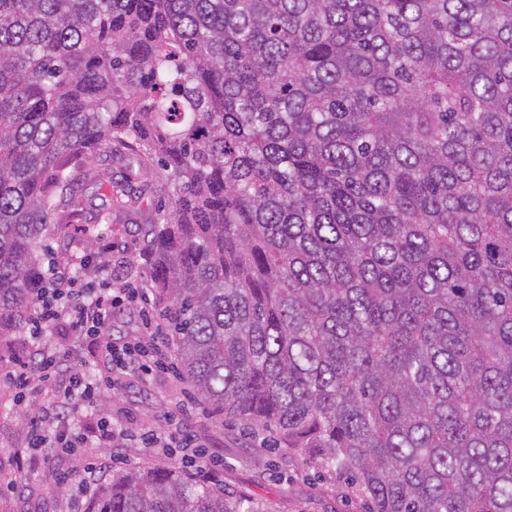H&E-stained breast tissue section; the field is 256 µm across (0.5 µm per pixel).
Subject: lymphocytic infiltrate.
Here are the masks:
<instances>
[{
    "mask_svg": "<svg viewBox=\"0 0 512 512\" xmlns=\"http://www.w3.org/2000/svg\"><path fill=\"white\" fill-rule=\"evenodd\" d=\"M74 267L71 259L49 263L44 273L45 286L30 311L28 332L18 344L8 379L22 399L50 390L57 407L54 419H31L29 444L18 453L20 465L35 469L46 448L59 449L66 455L91 443L105 449V456L89 460L83 478L76 480L65 473L58 481L60 487L93 501L103 490L100 474L112 467L108 449L124 447L132 439L162 456L171 455L179 447L184 451L182 463L190 470L206 457L207 445L189 423L197 410L192 401L181 404L179 416H166L163 427H143L135 433L112 420L101 408L102 394L114 389L118 377L133 374L146 384L158 371L175 369L176 364L172 353L166 350L168 338L161 324L148 309V289L139 285L126 265L114 264L107 257L87 265L81 275L75 274ZM133 303L145 308L143 321L148 334L141 340L116 345L103 331L117 309ZM51 326L66 331L74 344L87 340L95 343L110 363L111 378H93L74 368L66 356L43 346L41 339Z\"/></svg>",
    "mask_w": 512,
    "mask_h": 512,
    "instance_id": "1",
    "label": "lymphocytic infiltrate"
}]
</instances>
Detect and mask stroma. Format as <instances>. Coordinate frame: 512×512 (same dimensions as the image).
I'll use <instances>...</instances> for the list:
<instances>
[{"label": "stroma", "instance_id": "35a3bbf8", "mask_svg": "<svg viewBox=\"0 0 512 512\" xmlns=\"http://www.w3.org/2000/svg\"><path fill=\"white\" fill-rule=\"evenodd\" d=\"M73 234L62 233L47 242L48 255L67 258L75 250L98 256L104 244H111L114 256L125 261L142 281H149V271L140 253L144 237L139 221L121 218L99 227V234L72 248ZM46 347L70 351L77 369L105 378L109 368L97 349L71 348L63 334L47 330ZM184 380L157 374L149 385L136 377L121 380L116 389L100 399L112 417L134 424H163L166 415L176 412ZM52 399L39 396L31 403L19 401L8 382L0 381V512H71L76 503L62 499L54 481L57 473H82L89 450L79 455L48 456L36 472L19 471L16 449L28 442L30 410H50ZM194 430L203 434L215 455L224 460L217 475L226 496L251 497L264 503L269 512H368L369 501L349 475L332 472L302 450L274 443L273 435L263 427L244 423L221 412L201 415L192 420Z\"/></svg>", "mask_w": 512, "mask_h": 512}]
</instances>
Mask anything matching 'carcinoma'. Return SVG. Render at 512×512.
<instances>
[{
  "instance_id": "obj_1",
  "label": "carcinoma",
  "mask_w": 512,
  "mask_h": 512,
  "mask_svg": "<svg viewBox=\"0 0 512 512\" xmlns=\"http://www.w3.org/2000/svg\"><path fill=\"white\" fill-rule=\"evenodd\" d=\"M148 193L205 402L372 512H512V0H0V337ZM91 512L267 510L157 465Z\"/></svg>"
}]
</instances>
